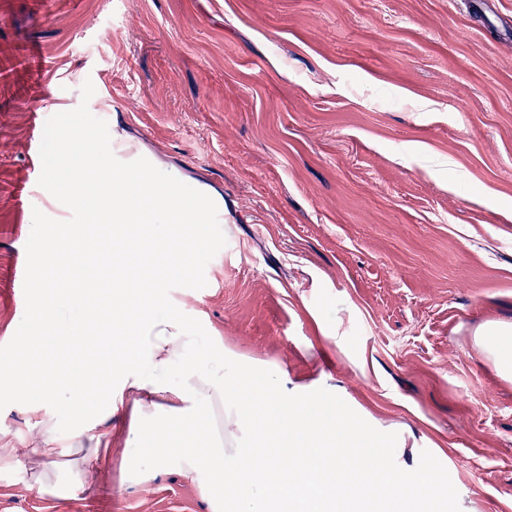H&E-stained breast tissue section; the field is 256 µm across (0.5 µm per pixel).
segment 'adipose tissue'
Wrapping results in <instances>:
<instances>
[{
  "instance_id": "obj_1",
  "label": "adipose tissue",
  "mask_w": 512,
  "mask_h": 512,
  "mask_svg": "<svg viewBox=\"0 0 512 512\" xmlns=\"http://www.w3.org/2000/svg\"><path fill=\"white\" fill-rule=\"evenodd\" d=\"M57 154L61 165L48 171L52 195L83 222L67 225L36 285L30 336L16 338L14 359L0 365V393L11 394L27 415L23 448L0 432V466L25 460L29 486L41 496L92 486L97 449L61 444L57 434L52 411L69 404L80 410L74 435L123 443L120 482L143 484L173 469L197 485L210 512H377L386 487L397 512H416L434 494L447 497V487L433 492L406 472L384 470L387 436L339 399L314 390L281 398L267 377L243 365L227 369L217 336L203 362L193 361L198 327L159 289L192 276L209 244L214 193L185 191L176 204H163L162 186L146 179L141 165L89 150L74 122L58 137ZM106 218L112 238L127 243L123 253L106 255L121 282L110 299L111 330L91 341L74 325L63 339L66 354L35 358L34 337L48 315L63 312L59 282L75 280L86 263L83 224ZM72 351L86 353L81 366L71 363ZM147 366L154 377L144 375ZM118 414L124 422L116 428ZM339 482L347 496H337Z\"/></svg>"
}]
</instances>
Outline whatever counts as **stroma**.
<instances>
[{
  "label": "stroma",
  "mask_w": 512,
  "mask_h": 512,
  "mask_svg": "<svg viewBox=\"0 0 512 512\" xmlns=\"http://www.w3.org/2000/svg\"><path fill=\"white\" fill-rule=\"evenodd\" d=\"M68 117L218 194L164 290L201 336L390 433L385 468L450 490L420 512H512V379L480 343L512 325V0H0V357L57 249L51 183L16 190ZM120 452L67 498L0 471V512H209L172 470L121 484Z\"/></svg>",
  "instance_id": "obj_1"
}]
</instances>
